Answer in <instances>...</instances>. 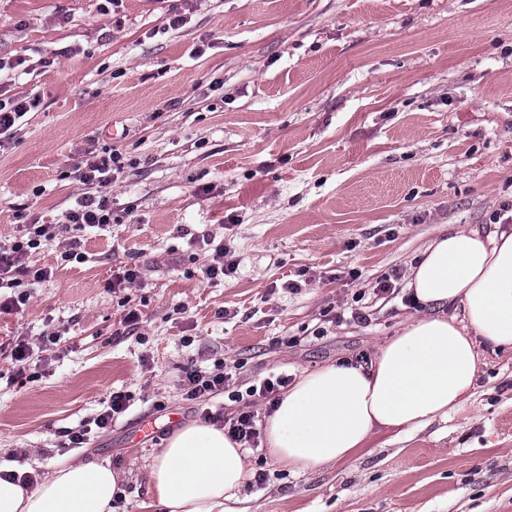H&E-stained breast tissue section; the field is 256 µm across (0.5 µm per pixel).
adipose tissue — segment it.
I'll return each mask as SVG.
<instances>
[{
  "label": "adipose tissue",
  "instance_id": "1",
  "mask_svg": "<svg viewBox=\"0 0 512 512\" xmlns=\"http://www.w3.org/2000/svg\"><path fill=\"white\" fill-rule=\"evenodd\" d=\"M418 309L369 365L303 372L266 417L267 456L307 473L342 465L380 433L400 435L448 416L480 372L477 339L512 350V229L440 232L407 285ZM0 466V512H116L125 474L109 462L66 463L30 485ZM241 445L213 424L177 428L147 469L150 512H250Z\"/></svg>",
  "mask_w": 512,
  "mask_h": 512
}]
</instances>
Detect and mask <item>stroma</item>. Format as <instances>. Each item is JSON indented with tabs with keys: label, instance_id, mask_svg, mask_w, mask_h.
<instances>
[{
	"label": "stroma",
	"instance_id": "35a3bbf8",
	"mask_svg": "<svg viewBox=\"0 0 512 512\" xmlns=\"http://www.w3.org/2000/svg\"><path fill=\"white\" fill-rule=\"evenodd\" d=\"M103 2L0 0V98L40 100L0 147V248L75 207V166L123 163L102 189L114 223L80 231L81 260L53 241L29 255L54 273L0 313V465L106 460L127 475L118 512H147L146 467L176 426L204 408L262 420L258 378L368 363L416 311L419 250L493 230L512 203V0ZM215 242L236 271L205 282ZM127 268L136 282L112 287ZM478 346L448 417L315 473L247 450L244 495L257 512H512V351ZM220 362L224 393L187 401L184 368ZM116 392L128 410L95 427Z\"/></svg>",
	"mask_w": 512,
	"mask_h": 512
}]
</instances>
